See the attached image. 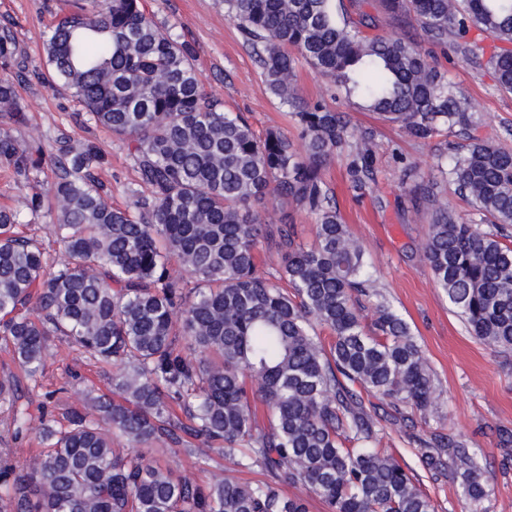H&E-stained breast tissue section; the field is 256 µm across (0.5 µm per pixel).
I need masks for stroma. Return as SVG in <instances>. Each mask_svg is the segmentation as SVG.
<instances>
[{
  "label": "stroma",
  "instance_id": "stroma-1",
  "mask_svg": "<svg viewBox=\"0 0 512 512\" xmlns=\"http://www.w3.org/2000/svg\"><path fill=\"white\" fill-rule=\"evenodd\" d=\"M144 5L160 26L194 44L200 78L209 92L223 100L225 111L244 113L255 130L278 127L296 137L293 119L264 83L249 47L236 25L225 17L222 0H144ZM70 8V0H0V18L14 23L29 67L45 69L43 35L49 24ZM467 39L478 44L468 66L454 63L452 47L430 43L426 49L449 82L465 91L479 133L512 144V93L500 90L496 83L489 63L493 43L473 33ZM296 74L306 99L323 101L329 108L347 113L349 143H356L364 132L373 134V177L363 190L350 186L347 153L336 155L325 177L340 216L363 243L365 263L379 280L382 298L409 323L437 379L433 413L425 415L406 406L398 420L392 408L380 410L381 445L406 471L415 474L418 487L437 512H512V460L504 461L501 452L504 434L512 435V352L492 350L471 336L447 296L437 288L431 270L419 257L434 212L428 204L414 203L410 195L415 184L437 181L439 200L459 223L492 231V224L483 220L471 203L439 179L438 157L452 154L455 147L465 144L466 137L455 127L426 141L413 139L399 126L351 105L337 93L334 82L306 62H298ZM19 96L27 123L15 125L8 113L0 112V132H8L21 146L40 149L48 158L67 145H93L103 157L96 175L108 187L112 204L129 203L128 188L135 173L124 145L109 130L86 122L76 101L64 90L34 82L22 86ZM262 215L273 226L292 221L300 242L306 246L313 243L314 217L297 211L276 194L267 196ZM112 372V365L97 362L57 338L46 353L37 391L53 392L54 413L59 416L81 407L89 392H108ZM440 432L465 441L496 470L487 500L476 502L464 495L456 458L448 460L446 479L435 482L427 477L417 441ZM161 461L200 483L233 469L218 453L206 463L191 466L177 448L162 455Z\"/></svg>",
  "mask_w": 512,
  "mask_h": 512
}]
</instances>
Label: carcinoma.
<instances>
[{
    "label": "carcinoma",
    "mask_w": 512,
    "mask_h": 512,
    "mask_svg": "<svg viewBox=\"0 0 512 512\" xmlns=\"http://www.w3.org/2000/svg\"><path fill=\"white\" fill-rule=\"evenodd\" d=\"M336 13L335 0H224L256 55L271 93L291 108L299 143L275 128L256 131L241 112L206 91L193 45L158 25L143 0H93L44 35L47 71L28 67L12 25L0 22V112L24 125L18 87L37 81L68 90L87 120L125 143L135 183L131 207L108 202L95 175L103 157L91 145L46 159L0 132V170L26 181L44 164L59 175L46 196L0 208V341L26 379L42 373L54 336L116 367L112 390L88 398L58 425L47 401L17 376L0 380L7 432L32 437L28 467L0 452V512H308L284 493L301 486L327 512H435L431 500L390 454L375 447L376 423L363 394L400 413L434 409L436 381L409 324L381 300L367 331L360 297L380 296L364 251L343 223L324 178L347 145V121L303 98V58L345 98L411 137L444 127L468 143L438 161L498 233L459 224L440 205L420 255L469 331L488 347L512 351V145L476 135L466 98L422 43L448 44L473 29L499 43L490 63L512 92V0H380L414 34L380 35L377 17ZM371 134L351 153L352 188L371 179ZM275 192L315 217V243L296 242L294 225L262 220ZM55 214L64 259L19 230L21 211ZM268 244L275 272L257 265ZM330 332L325 345L317 329ZM255 391L267 413L250 409ZM154 444L220 445L265 479L220 475L206 483L177 476L154 457L124 454ZM424 470L448 477V449L459 460L464 493L488 496L482 458L461 441H420Z\"/></svg>",
    "instance_id": "cac0c4a2"
}]
</instances>
